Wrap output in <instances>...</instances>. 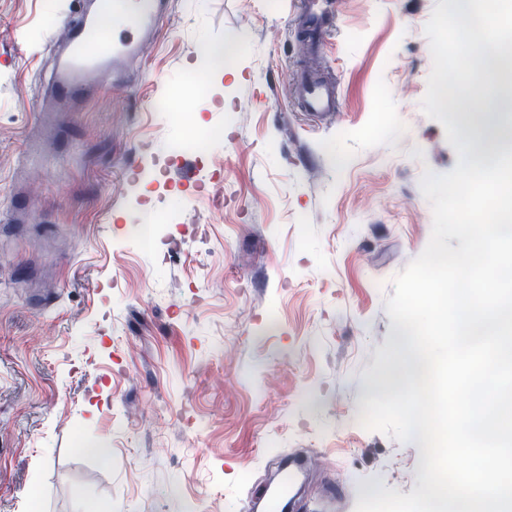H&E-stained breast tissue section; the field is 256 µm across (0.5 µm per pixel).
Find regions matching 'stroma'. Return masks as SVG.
Here are the masks:
<instances>
[{
    "instance_id": "stroma-1",
    "label": "stroma",
    "mask_w": 512,
    "mask_h": 512,
    "mask_svg": "<svg viewBox=\"0 0 512 512\" xmlns=\"http://www.w3.org/2000/svg\"><path fill=\"white\" fill-rule=\"evenodd\" d=\"M298 3L172 0L62 112L71 0H0V512H253L294 457L288 512L419 487V443L359 418L397 387L384 302L431 236L423 171L457 163L421 108L438 0H332L333 120L291 95ZM228 43L234 75L185 92Z\"/></svg>"
}]
</instances>
